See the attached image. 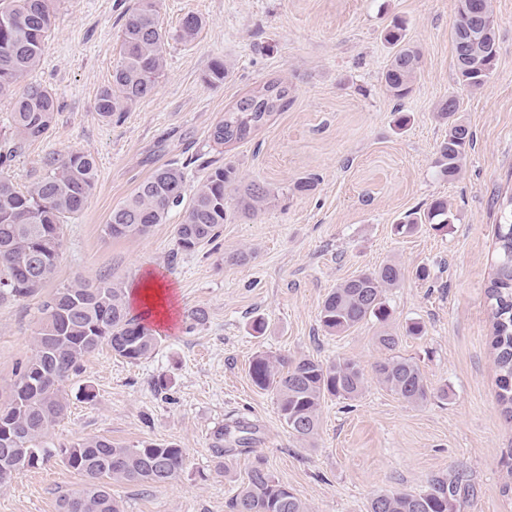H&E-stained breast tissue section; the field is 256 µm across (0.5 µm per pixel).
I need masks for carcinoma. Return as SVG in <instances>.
<instances>
[{
	"label": "carcinoma",
	"mask_w": 512,
	"mask_h": 512,
	"mask_svg": "<svg viewBox=\"0 0 512 512\" xmlns=\"http://www.w3.org/2000/svg\"><path fill=\"white\" fill-rule=\"evenodd\" d=\"M155 0H136L125 13L121 29V58L112 71V83L100 90L94 109L102 120L124 111L125 105L154 93L165 62L166 35L158 24ZM55 20V0H0V99H12L14 148L0 153V164L29 142L46 137L57 112L54 94L41 86L17 87L42 63L46 40ZM203 19L190 13L181 21L178 36L191 41L203 28ZM393 50L383 73L387 90L400 100L411 91L419 72V52L405 41L401 25L385 32ZM458 80L472 88L484 81L471 74L478 61H495V36L469 40L464 27L453 31ZM288 85L269 80L224 112L210 138L217 146L248 139L276 112L288 105ZM458 111L450 95L437 110L447 122L448 135L440 143L437 164L452 180L462 170L472 131L454 119ZM97 167L92 155L71 150L53 156L41 179L23 190L0 177V301L34 295L56 272L62 249L63 227L81 212L93 189ZM235 193L237 213L250 217L267 200L268 191L244 183L230 162L212 168L202 183L188 190L183 168L168 165L155 170L133 194L112 209L105 231L112 237L142 236L166 221L170 210L184 206L176 225L179 248L193 251L213 240L231 216L228 192ZM448 202L437 199L421 212L404 217L400 228L413 231L421 224L441 228L452 224ZM402 270L386 263L361 271L334 288L319 311L321 327L339 335L367 319L385 323L390 318L386 289L399 283ZM491 302L490 336L499 373L497 406L512 419V221L497 225L496 261L487 287ZM41 327L34 354L18 374L8 404L0 408V473L36 467L53 451L44 438L64 415L63 383L82 359L107 347L130 362L148 358L158 340L151 330L129 314L122 289L101 277L95 282L75 278L43 302ZM379 382L410 404H421L432 394L417 363L391 356L375 366ZM252 382L273 394L289 432L301 441L313 438L319 412L328 397L355 399L365 388L360 365L348 358L325 363L311 356L290 359L271 352L256 354L249 366ZM64 462L87 478V487L60 499L59 512H119L108 481L162 484L177 479L186 465V451L174 445L148 444L127 448L105 437L87 438L61 449ZM456 482L435 476L418 494L386 491L374 497L368 512H453ZM232 512H308L305 503L269 471L263 459L251 466L247 481L231 500Z\"/></svg>",
	"instance_id": "cac0c4a2"
}]
</instances>
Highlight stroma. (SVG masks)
<instances>
[{"label": "stroma", "mask_w": 512, "mask_h": 512, "mask_svg": "<svg viewBox=\"0 0 512 512\" xmlns=\"http://www.w3.org/2000/svg\"><path fill=\"white\" fill-rule=\"evenodd\" d=\"M133 2L58 0L31 82L51 89L59 110L46 138L0 166L21 188L45 173L52 156L73 149L91 154L98 169L86 207L64 226L55 278L25 300L0 302V407L34 353L40 305L56 288L105 275L126 289L150 270L172 289L174 325L157 329L156 351L140 362L106 348L84 358L64 384L67 413L45 439L56 449L94 436L126 447L185 448L186 469L170 483L111 482L122 512H230L258 457L309 512H367L377 493H420L435 476L461 478L454 512H512V475L502 459L512 448V420L496 404L486 295L496 226L512 196V0H491L496 64L477 89L457 79L458 0H158L168 44L157 88L107 123L94 99L112 81L122 16ZM190 13L204 26L184 41L178 28ZM395 20L421 57L402 100L382 82L391 59L382 32ZM218 59L233 69L211 85L205 75ZM277 78L290 87L285 110L251 139L215 146L209 134L225 110ZM451 95L473 133L452 181L436 166L448 127L435 116ZM173 162L191 188L210 167L233 163L270 199L192 252L178 248V208L147 235L107 236L113 207ZM311 174L315 189L296 191ZM436 198L447 199L454 224L396 232L406 212ZM237 249L252 251V259L225 262ZM389 262L403 278L386 293L387 324L372 319L326 333L318 317L325 295ZM421 266L430 271L424 281L415 276ZM195 309L206 319L193 326L187 314ZM256 316L268 324L259 337L249 330ZM413 321L423 325L422 335H406ZM385 330L399 338L396 355L416 362L432 387L447 386V398L414 406L378 382L374 367L387 353L377 338ZM261 351L353 359L366 388L354 400L327 398L315 438L297 440L275 397L250 379L249 364ZM161 377L168 380L163 390L156 386ZM238 421L251 429L249 450L219 469L214 433ZM85 483L53 457L0 483V512H58L59 499Z\"/></svg>", "instance_id": "35a3bbf8"}]
</instances>
